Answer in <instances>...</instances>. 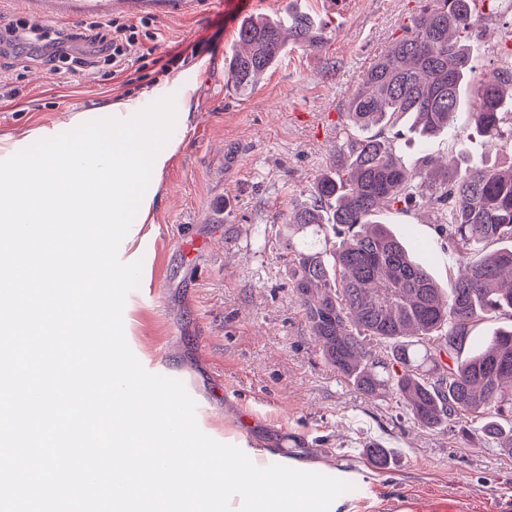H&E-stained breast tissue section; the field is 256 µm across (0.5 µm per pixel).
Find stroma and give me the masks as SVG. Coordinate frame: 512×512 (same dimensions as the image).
<instances>
[{
  "mask_svg": "<svg viewBox=\"0 0 512 512\" xmlns=\"http://www.w3.org/2000/svg\"><path fill=\"white\" fill-rule=\"evenodd\" d=\"M326 22L322 49L289 46L265 79L236 92L224 55L248 15L287 6ZM419 0H213L192 17L117 14L136 26L132 66L107 64L53 75L20 51L0 48V145L28 147L42 127L74 129L106 118L104 104L165 87L170 72L193 87L197 108L176 124L152 221L132 224L122 262L141 261L126 299V340L143 367L191 384L200 429L239 448H267L320 466L350 483L349 512H512V456L474 436L423 430L404 405L369 395L324 360L288 278L284 215L307 199L350 131L346 112L371 63L401 33ZM469 38L480 72L502 68L512 46V13L485 0ZM176 67H169L171 57ZM205 69H197L199 59ZM403 118L386 135L407 164L458 158L512 165L489 151L461 109L448 131L423 139ZM378 220L415 250L442 288L458 257L433 213L383 211ZM390 451L385 468L366 451Z\"/></svg>",
  "mask_w": 512,
  "mask_h": 512,
  "instance_id": "obj_1",
  "label": "stroma"
}]
</instances>
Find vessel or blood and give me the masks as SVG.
<instances>
[{
    "mask_svg": "<svg viewBox=\"0 0 512 512\" xmlns=\"http://www.w3.org/2000/svg\"><path fill=\"white\" fill-rule=\"evenodd\" d=\"M133 7L140 15L181 19L197 13L199 0H22L26 15L41 21L69 20L85 15L105 17L119 8Z\"/></svg>",
    "mask_w": 512,
    "mask_h": 512,
    "instance_id": "b4317fda",
    "label": "vessel or blood"
}]
</instances>
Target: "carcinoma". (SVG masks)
I'll return each mask as SVG.
<instances>
[{"label": "carcinoma", "instance_id": "cac0c4a2", "mask_svg": "<svg viewBox=\"0 0 512 512\" xmlns=\"http://www.w3.org/2000/svg\"><path fill=\"white\" fill-rule=\"evenodd\" d=\"M479 21L475 0H425L364 73L348 101L350 126L393 127L411 113L419 136H432L465 100L488 145L511 149L512 67L477 72L467 32ZM290 43L322 48L323 22L294 8L244 17L224 58L234 90L256 87ZM412 202L433 210L457 253L449 293L376 221L380 209ZM286 224L323 238L300 249L288 241V275L325 361L358 389L403 401L418 426L496 440L512 456V328L457 362L474 323L512 321V168L410 169L389 140L350 136L345 159L292 204ZM494 242L504 246L469 261Z\"/></svg>", "mask_w": 512, "mask_h": 512}]
</instances>
